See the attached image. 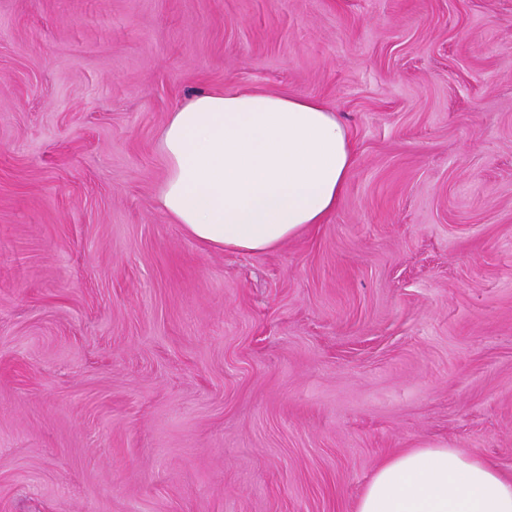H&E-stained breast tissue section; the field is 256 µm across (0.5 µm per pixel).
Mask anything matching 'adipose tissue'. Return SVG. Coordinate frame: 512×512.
Returning a JSON list of instances; mask_svg holds the SVG:
<instances>
[{
    "mask_svg": "<svg viewBox=\"0 0 512 512\" xmlns=\"http://www.w3.org/2000/svg\"><path fill=\"white\" fill-rule=\"evenodd\" d=\"M159 150L158 209L200 248L276 250L324 223L353 151L319 100L216 88L171 112ZM354 512H512V476L464 448L425 444L375 469Z\"/></svg>",
    "mask_w": 512,
    "mask_h": 512,
    "instance_id": "1",
    "label": "adipose tissue"
}]
</instances>
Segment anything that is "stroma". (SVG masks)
<instances>
[{
	"mask_svg": "<svg viewBox=\"0 0 512 512\" xmlns=\"http://www.w3.org/2000/svg\"><path fill=\"white\" fill-rule=\"evenodd\" d=\"M214 87L348 130L275 251L154 205ZM427 443L512 474V0H0V512H354Z\"/></svg>",
	"mask_w": 512,
	"mask_h": 512,
	"instance_id": "35a3bbf8",
	"label": "stroma"
}]
</instances>
